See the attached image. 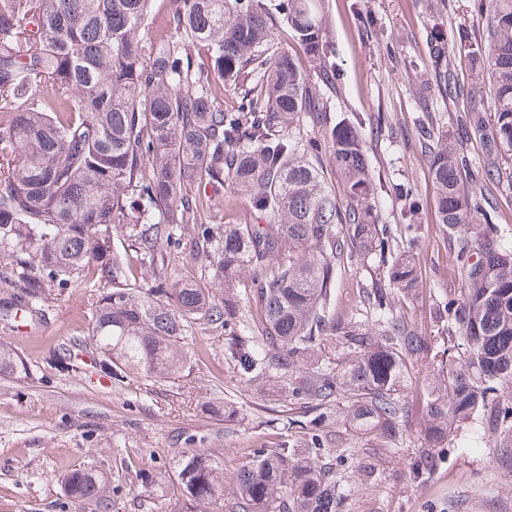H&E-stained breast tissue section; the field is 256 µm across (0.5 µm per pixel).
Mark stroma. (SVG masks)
Instances as JSON below:
<instances>
[{
  "instance_id": "35a3bbf8",
  "label": "stroma",
  "mask_w": 512,
  "mask_h": 512,
  "mask_svg": "<svg viewBox=\"0 0 512 512\" xmlns=\"http://www.w3.org/2000/svg\"><path fill=\"white\" fill-rule=\"evenodd\" d=\"M326 66L335 71L323 90L329 119L361 121V136L380 185L375 201L385 224L417 225V299L404 315L423 335L441 344L447 324L437 310L457 295L461 282L440 224L424 131L457 134L462 101L448 98L440 82L459 60V36L477 38L487 13L473 0H321ZM448 43L444 59L431 50L434 31ZM416 189L415 200L397 188ZM212 224H251L247 196L225 186L204 206ZM191 234L171 254L168 287L192 280L223 304L224 282L201 269ZM382 276L378 260L343 270L336 313L374 326L362 289ZM96 294L89 284L52 291L37 317L0 319V345L27 359L28 379L0 375V512H90L64 490L65 475L95 466L107 478L105 512H178L174 463L195 448L224 458V496L232 498L249 448H275L282 441L306 448L309 427L297 424L298 406L287 392L243 377L224 353V332L195 328L187 362L168 380L129 374L118 382L99 376L91 355L74 368L54 362L86 339ZM435 359L418 361L399 398L409 407L397 438L365 436L347 420L338 400L328 427L325 458L332 461L341 492L340 512H512V457L491 433L475 424L456 428L447 447L428 449L424 435L428 383ZM160 472L142 485L135 468Z\"/></svg>"
}]
</instances>
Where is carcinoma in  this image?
Masks as SVG:
<instances>
[{
    "label": "carcinoma",
    "mask_w": 512,
    "mask_h": 512,
    "mask_svg": "<svg viewBox=\"0 0 512 512\" xmlns=\"http://www.w3.org/2000/svg\"><path fill=\"white\" fill-rule=\"evenodd\" d=\"M152 0H0V253L12 257L15 291L0 304L33 315L46 288L73 277L100 286L89 342L114 379L127 372L171 378L186 360L197 325L228 332L225 351L250 380L304 367L288 396L309 420L311 447L252 448L237 476L229 512H339L332 467L318 459L338 396L364 435L396 437L406 413L395 396L415 363L434 353L396 304L419 287L413 225L379 224L378 185L358 130L330 123L319 140L306 120L327 101L302 60L268 53L273 14L263 0H169L177 38L142 41ZM319 0H279L277 12L305 57L322 61ZM490 27L483 39L460 35L459 63L445 93L464 103L460 129L482 146L477 170L459 144L426 133L440 223L456 241L463 291L448 299V342L463 351L434 376L425 433L448 444L452 428L476 422L512 453V246L498 239L488 199L474 188L512 187V0H479ZM256 84L235 110L221 104L227 84L249 74ZM40 88L29 93L28 86ZM328 147L344 198L328 186L319 150ZM229 181L249 198L253 224L220 228L202 221L207 189ZM224 288L255 305L253 323L235 299L210 302L194 281L168 288H112L150 266L163 273L182 225ZM133 253L112 258V234ZM370 257L387 275L362 291L382 327L375 338L359 321L336 316L332 298L342 267ZM335 337L355 353L342 369L306 366ZM29 378L25 358L0 347V375ZM181 512L224 506V460L204 450L176 462ZM69 498L106 501L103 473L91 466L64 478Z\"/></svg>",
    "instance_id": "1"
}]
</instances>
